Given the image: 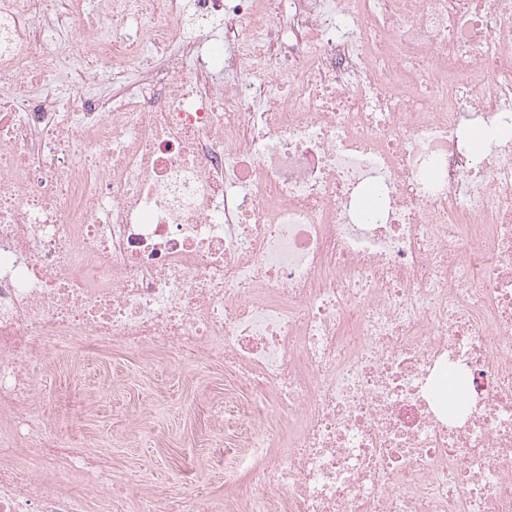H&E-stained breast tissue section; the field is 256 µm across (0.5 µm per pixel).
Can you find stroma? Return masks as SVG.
Wrapping results in <instances>:
<instances>
[{"mask_svg": "<svg viewBox=\"0 0 512 512\" xmlns=\"http://www.w3.org/2000/svg\"><path fill=\"white\" fill-rule=\"evenodd\" d=\"M28 412L47 436L77 437L88 455L111 464L115 482H135L126 512L138 498L157 496L164 512H183L207 496L224 509L223 454L244 458L224 444V368L188 364L181 355L151 347L130 353L117 345L81 340L45 343Z\"/></svg>", "mask_w": 512, "mask_h": 512, "instance_id": "obj_1", "label": "stroma"}]
</instances>
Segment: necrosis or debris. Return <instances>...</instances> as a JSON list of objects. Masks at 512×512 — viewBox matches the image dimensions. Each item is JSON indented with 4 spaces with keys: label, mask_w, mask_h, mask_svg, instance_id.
Masks as SVG:
<instances>
[{
    "label": "necrosis or debris",
    "mask_w": 512,
    "mask_h": 512,
    "mask_svg": "<svg viewBox=\"0 0 512 512\" xmlns=\"http://www.w3.org/2000/svg\"><path fill=\"white\" fill-rule=\"evenodd\" d=\"M507 121L512 0H0V512L126 499L27 412L77 337L223 365L225 512H512ZM64 490L73 493L86 494L87 510L85 512H116L112 508L111 501L106 496L88 493L80 484L68 482Z\"/></svg>",
    "instance_id": "necrosis-or-debris-1"
}]
</instances>
